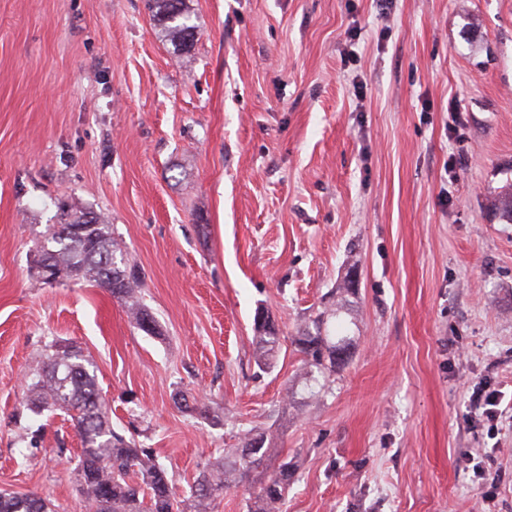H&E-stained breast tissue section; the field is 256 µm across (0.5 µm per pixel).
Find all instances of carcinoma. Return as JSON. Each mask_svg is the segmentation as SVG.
Masks as SVG:
<instances>
[{"label":"carcinoma","instance_id":"1","mask_svg":"<svg viewBox=\"0 0 512 512\" xmlns=\"http://www.w3.org/2000/svg\"><path fill=\"white\" fill-rule=\"evenodd\" d=\"M147 2L160 36L177 52L189 53L197 34L189 0ZM62 208L64 223L47 226L45 245L40 247L42 258L62 267L68 280L82 279L108 289L124 301L134 323L143 328L142 317L148 312L135 299L139 272L125 258H117L123 251L112 235L111 224L102 214L75 203ZM67 224H83L85 228L80 234L68 235ZM351 292L346 276L336 287V303L325 306L311 324L300 329L296 342L310 357L311 365L318 367L326 359L335 365L340 354L349 353L351 337L342 314ZM256 325L261 345L257 363L264 369L279 352L280 336L269 329L267 320H258ZM47 359L45 375L31 384L32 404L38 410L54 408L71 417L82 442L77 481L91 512H213L215 499L227 488L228 472L246 475L276 452L265 447L264 434L253 433L245 438V446L225 453L222 466L200 472L189 494L181 498L152 452L112 428L92 363L80 348L62 344L54 347ZM291 478V466L285 462L261 487L252 512H282ZM0 512H51V507L48 500L34 494L1 492Z\"/></svg>","mask_w":512,"mask_h":512}]
</instances>
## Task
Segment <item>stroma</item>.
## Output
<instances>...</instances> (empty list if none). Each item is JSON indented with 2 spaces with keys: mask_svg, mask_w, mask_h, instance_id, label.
<instances>
[{
  "mask_svg": "<svg viewBox=\"0 0 512 512\" xmlns=\"http://www.w3.org/2000/svg\"><path fill=\"white\" fill-rule=\"evenodd\" d=\"M190 6L181 57L146 0H0V491L89 512L71 421L30 409L66 341L179 495L265 433L214 512L285 461L286 512H512V0ZM64 203L107 216L159 334L33 274ZM350 270V358L313 396L293 338ZM269 321H264L257 317L256 325L260 336H256L258 343L261 345V354L257 358V363L261 368H270V365L277 356L280 347V336L275 328L274 331L269 329Z\"/></svg>",
  "mask_w": 512,
  "mask_h": 512,
  "instance_id": "stroma-1",
  "label": "stroma"
}]
</instances>
